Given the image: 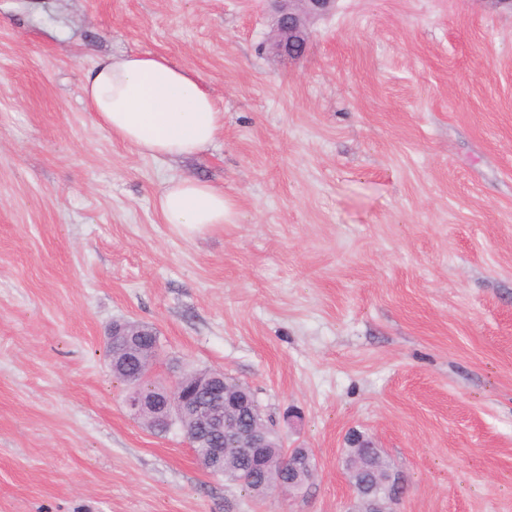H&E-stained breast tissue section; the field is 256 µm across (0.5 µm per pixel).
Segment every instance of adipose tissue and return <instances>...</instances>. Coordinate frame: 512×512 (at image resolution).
I'll list each match as a JSON object with an SVG mask.
<instances>
[{
	"label": "adipose tissue",
	"mask_w": 512,
	"mask_h": 512,
	"mask_svg": "<svg viewBox=\"0 0 512 512\" xmlns=\"http://www.w3.org/2000/svg\"><path fill=\"white\" fill-rule=\"evenodd\" d=\"M85 104L114 139L154 159L207 150L224 114L188 69L150 52L110 56L86 73ZM157 207L166 221L195 236L231 223L234 209L222 189L191 178L166 181Z\"/></svg>",
	"instance_id": "adipose-tissue-1"
}]
</instances>
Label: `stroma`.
<instances>
[{"label":"stroma","instance_id":"1","mask_svg":"<svg viewBox=\"0 0 512 512\" xmlns=\"http://www.w3.org/2000/svg\"><path fill=\"white\" fill-rule=\"evenodd\" d=\"M266 0H0V512H348L344 436L398 512H512V12L338 0L299 60ZM187 66L224 114L160 161L86 108L101 56ZM170 177L234 223L186 237ZM153 327L154 377L223 370L319 475L259 500L128 413L105 338ZM157 208L167 224H173L187 236L231 224L234 215L233 204L222 189L191 178L167 180L158 196Z\"/></svg>","mask_w":512,"mask_h":512}]
</instances>
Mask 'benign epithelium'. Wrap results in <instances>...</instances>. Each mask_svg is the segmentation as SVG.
Segmentation results:
<instances>
[{"label":"benign epithelium","instance_id":"1","mask_svg":"<svg viewBox=\"0 0 512 512\" xmlns=\"http://www.w3.org/2000/svg\"><path fill=\"white\" fill-rule=\"evenodd\" d=\"M271 11V34L269 51L276 56L290 59L301 58L308 47L311 25L327 16L336 8L337 0H266ZM142 334L135 323L115 324L109 339L112 349L121 354V361L144 362L141 349L135 346L132 337ZM129 413L144 418L147 428L154 432H165L182 418L191 421L186 439L193 448L200 447L201 439L195 430L207 426L223 433L224 440L247 450L254 466L266 468L267 449L272 447L276 435L270 427L252 426L245 430L239 426L238 414L241 409L251 407V397L245 391L231 393L224 383V372L213 370L191 378L183 375L170 387L157 393L138 392L135 388L125 399ZM206 471L212 475L224 473V449H205ZM383 481L395 488L390 502L380 499H362L353 495L349 512H395L405 492V486L398 471L391 469Z\"/></svg>","mask_w":512,"mask_h":512}]
</instances>
